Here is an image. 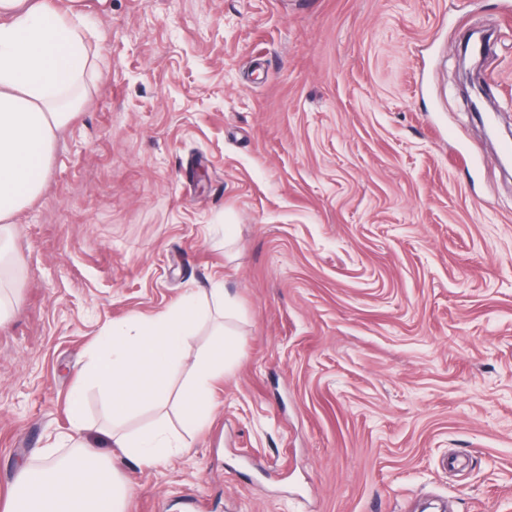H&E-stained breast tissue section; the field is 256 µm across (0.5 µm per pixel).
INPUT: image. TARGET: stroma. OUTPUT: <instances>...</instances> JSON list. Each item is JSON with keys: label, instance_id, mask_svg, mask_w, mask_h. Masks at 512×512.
Masks as SVG:
<instances>
[{"label": "stroma", "instance_id": "stroma-1", "mask_svg": "<svg viewBox=\"0 0 512 512\" xmlns=\"http://www.w3.org/2000/svg\"><path fill=\"white\" fill-rule=\"evenodd\" d=\"M82 6L85 102L15 218L0 504L71 451L100 331L220 282L211 418L109 448L126 512H512V0ZM105 435L116 448H122L126 456L136 459L163 458L178 453L179 448H182L164 417L158 419L153 426L135 434L112 430Z\"/></svg>", "mask_w": 512, "mask_h": 512}]
</instances>
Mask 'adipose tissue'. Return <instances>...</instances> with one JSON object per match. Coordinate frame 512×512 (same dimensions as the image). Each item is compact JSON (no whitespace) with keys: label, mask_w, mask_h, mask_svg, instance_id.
<instances>
[{"label":"adipose tissue","mask_w":512,"mask_h":512,"mask_svg":"<svg viewBox=\"0 0 512 512\" xmlns=\"http://www.w3.org/2000/svg\"><path fill=\"white\" fill-rule=\"evenodd\" d=\"M71 2L62 15L44 0H0V260L12 255L15 217L39 195L59 133L83 106L77 89L90 66L87 27L80 0ZM200 308V296L189 294L165 311L106 328L83 380L98 386L119 412L165 403L170 374L182 366ZM219 333L220 341L197 358L180 395L179 424L188 433L208 420L212 382L224 373L222 341L232 332L223 327ZM69 415L73 450L22 469L0 512H124L133 488L109 455L86 443L81 389L70 395ZM108 439L126 456L143 460L180 448L162 418L135 434L111 432Z\"/></svg>","instance_id":"adipose-tissue-1"}]
</instances>
